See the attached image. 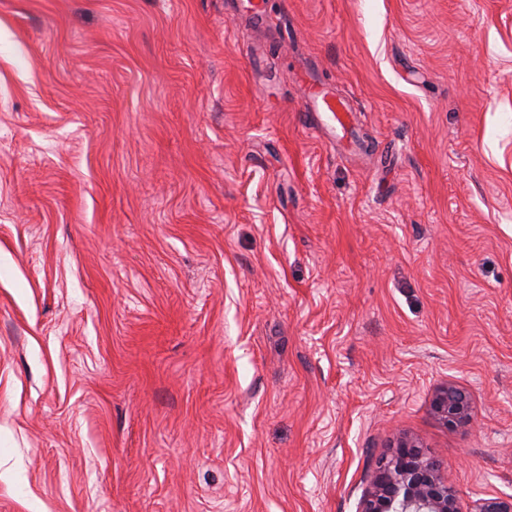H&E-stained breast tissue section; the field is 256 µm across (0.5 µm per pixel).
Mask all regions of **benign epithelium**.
<instances>
[{
    "mask_svg": "<svg viewBox=\"0 0 512 512\" xmlns=\"http://www.w3.org/2000/svg\"><path fill=\"white\" fill-rule=\"evenodd\" d=\"M436 414L448 426L470 414L466 391L448 382L433 398ZM358 512H462L456 491L440 474L439 464L409 440H402L373 471ZM470 512H512V496L478 499Z\"/></svg>",
    "mask_w": 512,
    "mask_h": 512,
    "instance_id": "1",
    "label": "benign epithelium"
}]
</instances>
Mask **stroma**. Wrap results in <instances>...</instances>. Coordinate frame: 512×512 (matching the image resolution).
Returning <instances> with one entry per match:
<instances>
[{
  "mask_svg": "<svg viewBox=\"0 0 512 512\" xmlns=\"http://www.w3.org/2000/svg\"><path fill=\"white\" fill-rule=\"evenodd\" d=\"M262 8L0 0V512L512 495V0ZM305 109L316 112L322 125L327 127L337 140L346 137L354 120V110L349 102L319 89L308 92ZM432 403L436 414L447 426H457L469 418V395L451 382L436 391ZM358 512H462L439 464L401 440L373 471Z\"/></svg>",
  "mask_w": 512,
  "mask_h": 512,
  "instance_id": "obj_1",
  "label": "stroma"
}]
</instances>
